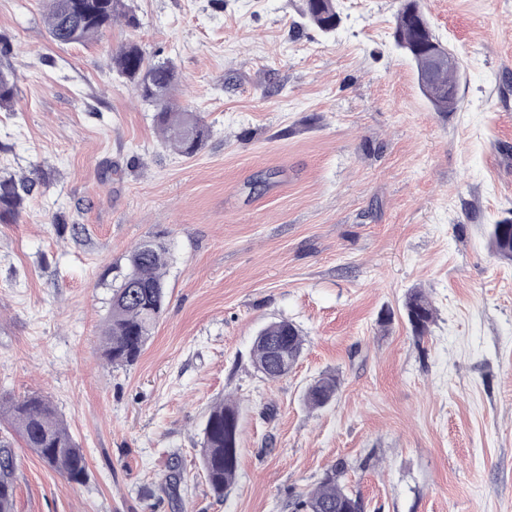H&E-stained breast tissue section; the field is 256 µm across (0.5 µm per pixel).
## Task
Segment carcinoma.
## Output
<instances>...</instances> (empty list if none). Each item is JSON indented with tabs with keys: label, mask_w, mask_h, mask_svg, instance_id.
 I'll use <instances>...</instances> for the list:
<instances>
[{
	"label": "carcinoma",
	"mask_w": 512,
	"mask_h": 512,
	"mask_svg": "<svg viewBox=\"0 0 512 512\" xmlns=\"http://www.w3.org/2000/svg\"><path fill=\"white\" fill-rule=\"evenodd\" d=\"M301 15L307 23L330 34L341 23L337 0H304ZM118 18L135 27L139 20L128 0H50L46 17L51 39L60 45L85 44L103 35ZM424 18L420 0H402L396 14V46L415 64L420 90L437 112H453L459 104L460 68L432 71V30L418 27ZM8 40L0 36V109L8 110L19 88L9 65ZM112 69L128 80L137 95L154 108V122L164 140L185 157L197 155L210 137V129L198 112L178 106L172 91L178 82L176 68L169 63H150L134 43L119 47L112 54ZM40 178H15L0 175V223L17 222ZM489 241L493 253L512 262V220L490 225ZM167 250L156 240L136 246L128 256L126 271L113 286L112 302L102 331V356L114 367L133 365L164 312L166 292L164 269ZM406 316L415 333L425 334L434 322L435 311L419 289L409 292ZM305 339L287 320L264 326L253 342L255 368L269 380L282 378L276 371L272 347L291 358L302 354ZM340 387L339 377L331 372L306 388L304 403L319 409L332 402ZM7 418L25 447L41 462L71 483L81 484L87 477V461L55 406L46 396L31 394L20 399L0 395V417ZM239 412L235 404L220 401L211 407L202 431L199 455L204 476L221 499L236 480L239 465ZM19 456L8 441L0 440V512H14L15 483ZM347 468L338 462L328 469L311 490L295 496L292 512H364L361 498L346 487Z\"/></svg>",
	"instance_id": "carcinoma-1"
}]
</instances>
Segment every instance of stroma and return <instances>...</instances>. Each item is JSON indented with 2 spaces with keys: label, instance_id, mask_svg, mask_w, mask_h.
Returning <instances> with one entry per match:
<instances>
[{
  "label": "stroma",
  "instance_id": "stroma-1",
  "mask_svg": "<svg viewBox=\"0 0 512 512\" xmlns=\"http://www.w3.org/2000/svg\"><path fill=\"white\" fill-rule=\"evenodd\" d=\"M337 4L326 35L301 0H133L138 27L60 46L47 0H0L20 88L0 171L47 181L0 223V392L47 396L88 463L68 482L0 425L15 512H291L340 460L365 512H512V265L488 238L512 218V0H421L460 59L454 112L394 42L400 0ZM131 42L210 126L195 157L112 70ZM156 236L165 310L134 365H106L112 268ZM278 320L305 345L271 381L252 342ZM328 371L335 399L306 407ZM223 398L241 445L219 499L198 448ZM406 316L415 333L424 335L434 322L435 311L425 294L412 289L405 301Z\"/></svg>",
  "mask_w": 512,
  "mask_h": 512
}]
</instances>
